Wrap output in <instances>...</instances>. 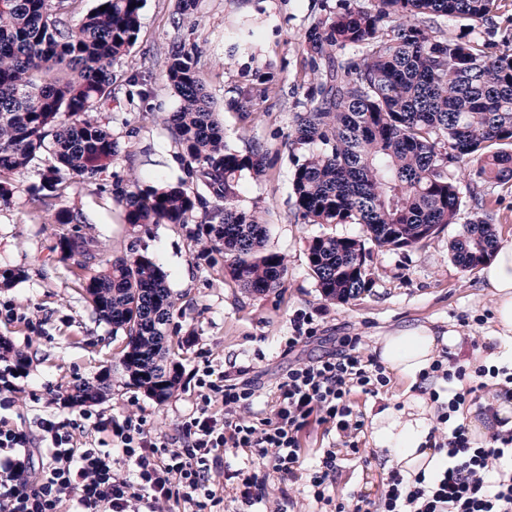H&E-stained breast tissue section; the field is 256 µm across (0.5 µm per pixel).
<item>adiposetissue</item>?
<instances>
[{"instance_id": "1", "label": "adipose tissue", "mask_w": 512, "mask_h": 512, "mask_svg": "<svg viewBox=\"0 0 512 512\" xmlns=\"http://www.w3.org/2000/svg\"><path fill=\"white\" fill-rule=\"evenodd\" d=\"M484 287L494 298V337L498 351L488 362L512 355V239L500 240L480 271ZM460 336L455 330L436 333L423 323L409 324L378 337L374 351L382 364L398 378L417 381L419 374L438 359L442 351L456 353ZM434 411L426 394H408L404 409L386 407L372 419L371 439L375 447L389 449L395 465L405 477L436 467L441 458L427 448Z\"/></svg>"}]
</instances>
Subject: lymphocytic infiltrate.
I'll list each match as a JSON object with an SVG mask.
<instances>
[{"mask_svg": "<svg viewBox=\"0 0 512 512\" xmlns=\"http://www.w3.org/2000/svg\"><path fill=\"white\" fill-rule=\"evenodd\" d=\"M359 337L341 338L335 353L289 367L267 416H251L258 386L247 368L203 369L196 409L178 437L146 420L80 412L78 419H41L37 429L0 414V512H254L267 497L270 474L295 482L305 475L315 501L335 512H512V428L475 445L458 412L465 403L512 400V366L449 368L435 360L422 373L436 382V423L427 443L445 462L406 480L390 470L378 502L333 498L340 450L359 451L364 422L350 396L378 394L390 378ZM335 430L341 448H324L304 469L302 432L310 423ZM106 433L111 450L96 443ZM245 456L226 466V454Z\"/></svg>", "mask_w": 512, "mask_h": 512, "instance_id": "lymphocytic-infiltrate-1", "label": "lymphocytic infiltrate"}]
</instances>
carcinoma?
Returning a JSON list of instances; mask_svg holds the SVG:
<instances>
[{
	"label": "carcinoma",
	"mask_w": 512,
	"mask_h": 512,
	"mask_svg": "<svg viewBox=\"0 0 512 512\" xmlns=\"http://www.w3.org/2000/svg\"><path fill=\"white\" fill-rule=\"evenodd\" d=\"M143 0H97L78 23L72 0H0V203L13 195L5 177L28 169L42 153L48 208L54 192L91 183L119 154L111 132L89 113L112 95V62L130 52ZM504 0H353L312 23L306 33L317 93L297 115L293 143L314 149L292 178L305 224H362L379 247L402 248L457 224L462 190L448 167L474 163L484 180L512 182V48L495 50L473 32ZM105 10H100V7ZM455 17L467 32L447 35L420 16ZM166 77L179 97L169 118L190 174L215 199L184 183L154 186L137 177L112 185L124 221L185 224L201 211L195 243L224 251L230 277L266 294L283 286L284 258L264 249L262 212L238 204L242 173H260L264 155L231 150L196 68V50L171 49ZM477 208L451 245L453 260L473 269L497 244L494 217L474 191ZM61 260L81 269L95 260L90 241L61 235ZM365 242L316 238L309 268L321 294L346 302L370 289ZM98 320L123 333V376L159 402L171 398L178 374L167 368L174 301L157 261L131 252L112 259L86 281ZM111 389L77 384L66 399L100 401Z\"/></svg>",
	"instance_id": "carcinoma-1"
}]
</instances>
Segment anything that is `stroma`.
Here are the masks:
<instances>
[{
  "mask_svg": "<svg viewBox=\"0 0 512 512\" xmlns=\"http://www.w3.org/2000/svg\"><path fill=\"white\" fill-rule=\"evenodd\" d=\"M177 5L178 0H144L137 41L112 65V96L94 118L117 140L120 153L98 180L70 185L44 211L33 195L50 158L10 177L14 195L0 204V269H19L24 276L0 288V341L10 340L23 352L28 375L18 379L17 391L0 393V407L31 427L49 416H67L64 399L72 385L107 372L112 391L89 404V411L118 418L135 414L153 430L171 434L196 407V370L248 367L260 385L254 408L266 411L289 365L332 352L341 336L361 337L363 352L372 353L377 336L411 322L458 331V364L484 361L493 343L494 302L477 270L451 257L461 225L442 226L412 247H370L372 286L345 303L325 299L309 269L314 238L365 236L358 224L302 223L291 188L296 162L306 152L293 141L296 116L315 87L305 36L317 19L336 13L342 0H197L193 16L181 22ZM179 43L198 51L197 68L228 147L243 155L258 148L266 156L264 172L240 178L239 204L265 213L266 248L283 255L287 266L278 291L258 295L236 285L224 271L223 252L196 246L195 224L134 227L112 198L113 183L132 173L152 185L187 177L181 146L168 126L179 99L165 76L168 52ZM450 173L461 188H474L490 202L497 235L512 237V182L482 181L469 164ZM60 210L79 213L80 223H58ZM64 233L92 238L102 259L135 250L155 258L166 272L177 300L170 334L178 347L170 361L179 384L172 398L157 402L122 378L123 340L95 319L85 299L87 271L61 260L57 243ZM10 309L15 317H7ZM301 314L312 316L317 337L286 352L293 320ZM359 439V454L341 462L335 492L374 500L388 451L373 446L370 430Z\"/></svg>",
  "mask_w": 512,
  "mask_h": 512,
  "instance_id": "1",
  "label": "stroma"
}]
</instances>
